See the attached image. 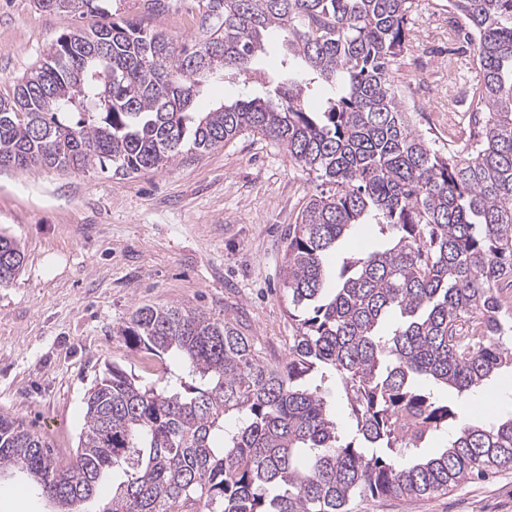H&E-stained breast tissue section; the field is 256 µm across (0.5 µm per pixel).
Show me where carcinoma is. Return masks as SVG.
Masks as SVG:
<instances>
[{
	"label": "carcinoma",
	"mask_w": 512,
	"mask_h": 512,
	"mask_svg": "<svg viewBox=\"0 0 512 512\" xmlns=\"http://www.w3.org/2000/svg\"><path fill=\"white\" fill-rule=\"evenodd\" d=\"M102 2L37 0L98 22L61 36L0 96V169L130 176L260 134L324 185L285 248L288 298L310 309L288 312L280 362L229 317L138 308L126 342L177 364L144 385L112 367L85 398L66 464L1 413L0 471L27 475L59 512L107 474L121 481L98 512H345L356 493L429 497L512 467V415L474 425L442 398L474 395L512 366L497 297L512 282V0H445L476 73L469 120L451 126L472 148L446 153L414 128L392 82L415 0H197L199 35L184 41L151 24L170 0L121 21ZM273 34L286 54L264 96L193 111L202 82L250 72ZM319 84L335 92L313 111ZM360 224L386 245L330 270L326 255ZM23 261L1 234L0 284ZM450 428L442 452L410 455Z\"/></svg>",
	"instance_id": "1"
}]
</instances>
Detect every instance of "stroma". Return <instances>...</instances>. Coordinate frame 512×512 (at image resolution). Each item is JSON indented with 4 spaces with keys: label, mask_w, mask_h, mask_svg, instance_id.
I'll use <instances>...</instances> for the list:
<instances>
[{
    "label": "stroma",
    "mask_w": 512,
    "mask_h": 512,
    "mask_svg": "<svg viewBox=\"0 0 512 512\" xmlns=\"http://www.w3.org/2000/svg\"><path fill=\"white\" fill-rule=\"evenodd\" d=\"M79 24L37 0H0V95H12ZM407 34L410 50L393 85L417 130L443 148L448 116L466 108L472 74L465 54L454 51L447 12L434 11L429 0H417ZM424 66L434 72L433 88L418 82ZM262 92L229 74L204 83L194 106L206 112ZM318 190L315 176L284 148L249 131L133 177L98 168L0 170V233L16 238L24 253L19 274L0 286V414L23 421L56 459L68 461L84 427V401L106 369L152 376L153 360L132 352L119 333L144 305L232 315L264 354L286 358L285 234ZM478 402L494 417L512 408V370L452 406L468 420ZM53 509L25 477H0V512ZM348 512H512V469L430 498L357 495Z\"/></svg>",
    "instance_id": "1"
}]
</instances>
